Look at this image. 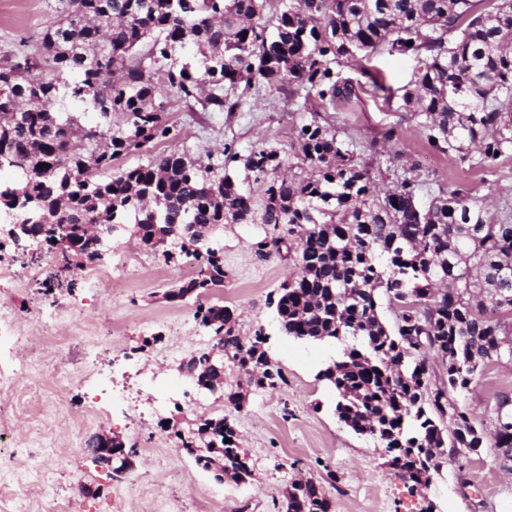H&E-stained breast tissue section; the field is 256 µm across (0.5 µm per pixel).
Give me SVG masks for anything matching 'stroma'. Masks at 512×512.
<instances>
[{"label": "stroma", "instance_id": "stroma-1", "mask_svg": "<svg viewBox=\"0 0 512 512\" xmlns=\"http://www.w3.org/2000/svg\"><path fill=\"white\" fill-rule=\"evenodd\" d=\"M53 15V0H0V58L28 40L37 51ZM417 65L414 58L380 53L354 61L345 77L361 83L359 100L328 108L322 118L332 125L356 158L371 161L378 188L400 179L419 181L421 202L458 186L485 197L493 208L512 207V157L490 169L468 168L432 148L420 116L403 99ZM387 95H372L373 82ZM165 117L180 138L151 145L152 153L187 150L204 164H217L225 143L240 155L263 144L284 151L295 162L296 129L310 114L275 88L253 85L234 113L205 112L165 90ZM270 231L265 224H228L218 234L224 259V284L203 298L166 300L173 286L191 278L183 260L161 265L142 246L133 224L103 237L102 260L94 270L111 273L129 255L139 266L123 293L110 282L90 288L85 269L65 266L62 246L15 244L0 235V264L17 267L52 258L51 274L63 285L46 293L42 281L20 288H0V383L15 380L19 362L14 343L29 333L39 302L52 296L57 309L73 317L60 324L59 338H37L46 356L78 370L80 346L72 320L90 326L102 342L100 367L88 381L70 384L44 375L16 380L14 398L0 403V512H43V486H51L58 512H285L286 490L303 477L320 483L329 512H512V472L491 449L456 458L442 457L430 483L417 486L391 466V455L376 440L340 423L336 396L320 370L334 359V344H309L285 335L270 304L279 286L295 274L296 255H256V244ZM218 303L233 313L234 335L248 341L263 331L266 348L287 379L273 390L255 389L232 359L224 361V395L195 392V408L183 404L187 385L179 372L190 355L210 351L195 338L198 304ZM512 391V364H498L475 378L466 403L475 421L489 414L497 390ZM56 419L41 426L45 410ZM225 419L235 434L252 478L216 482L187 451H174L177 431L198 415ZM120 435L135 447V468L123 478L96 467L83 445L101 432ZM77 433L82 445L56 458L51 435ZM42 466L41 478L27 485L19 479L31 461Z\"/></svg>", "mask_w": 512, "mask_h": 512}]
</instances>
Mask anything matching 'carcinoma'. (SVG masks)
<instances>
[{
	"instance_id": "obj_1",
	"label": "carcinoma",
	"mask_w": 512,
	"mask_h": 512,
	"mask_svg": "<svg viewBox=\"0 0 512 512\" xmlns=\"http://www.w3.org/2000/svg\"><path fill=\"white\" fill-rule=\"evenodd\" d=\"M55 0V20L38 54L19 50L0 64V212L31 225L30 240L92 260L101 246L86 225L100 214L112 229L132 216L144 247L166 263L190 259L196 274L166 293L201 297L224 284L214 230L268 224L257 243L264 256L293 236L296 274L280 286L276 312L296 339L340 345L322 376L334 388L335 412L353 431L398 455L393 465L421 483L429 455L441 448H512V424L500 432L475 425L460 398L492 365L512 364V211L498 217L472 190L456 188L420 204V183L403 179L384 192L368 169L312 120L297 141L314 175H280L285 158L258 146L243 158L251 192L228 174L238 152L224 147L219 166L186 152L148 155L144 164L112 162L153 141L177 140L164 117V88L189 102L232 113L253 81L308 105L359 98L341 68L358 55L385 51L419 66L405 86L428 143L470 167L512 156V0ZM272 33H267V30ZM413 45H407V42ZM141 58L133 53L142 45ZM125 124L112 125V113ZM168 227L178 252L157 246ZM396 308L394 325L380 300ZM196 317L255 388L286 383L263 332L244 343L222 305ZM436 337L445 372L433 375L426 337ZM207 453L252 475L222 418H201ZM304 512H329L323 491L291 484Z\"/></svg>"
}]
</instances>
